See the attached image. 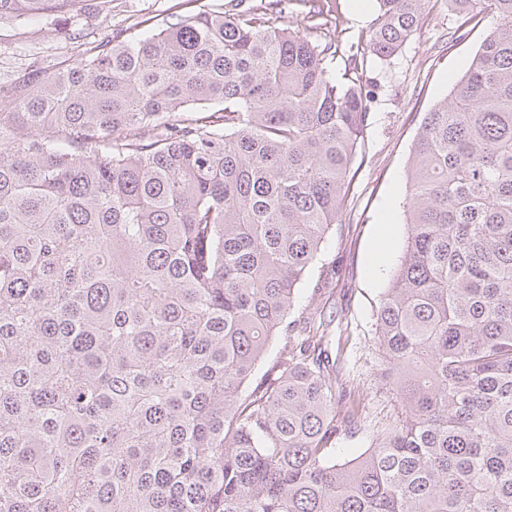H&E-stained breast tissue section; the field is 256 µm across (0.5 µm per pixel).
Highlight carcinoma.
Segmentation results:
<instances>
[{
  "label": "carcinoma",
  "mask_w": 512,
  "mask_h": 512,
  "mask_svg": "<svg viewBox=\"0 0 512 512\" xmlns=\"http://www.w3.org/2000/svg\"><path fill=\"white\" fill-rule=\"evenodd\" d=\"M285 2L116 35L0 97V512H512V0H461L494 24L424 115L376 317L401 417L347 461L360 405L324 319L293 311L339 221L367 57L430 0H377L342 55L276 25Z\"/></svg>",
  "instance_id": "obj_1"
}]
</instances>
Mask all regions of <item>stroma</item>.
<instances>
[{"mask_svg":"<svg viewBox=\"0 0 512 512\" xmlns=\"http://www.w3.org/2000/svg\"><path fill=\"white\" fill-rule=\"evenodd\" d=\"M196 0H113L111 8L65 19L0 21V87L23 83L30 70L54 71L76 62L81 49L123 33L150 35L197 12ZM377 15L375 0H331L323 30L348 50ZM457 0H431L414 35L390 61L368 60L365 81L375 87L369 118L349 173L339 224L330 233L316 269L331 273L328 288L303 286L300 304L320 309L334 338L332 352L366 416L348 448L369 447L394 400L377 378L382 363L375 343L376 313L403 251L406 174L425 112L442 101L469 63L490 24L463 25ZM466 34L456 37L458 26Z\"/></svg>","mask_w":512,"mask_h":512,"instance_id":"obj_1","label":"stroma"}]
</instances>
